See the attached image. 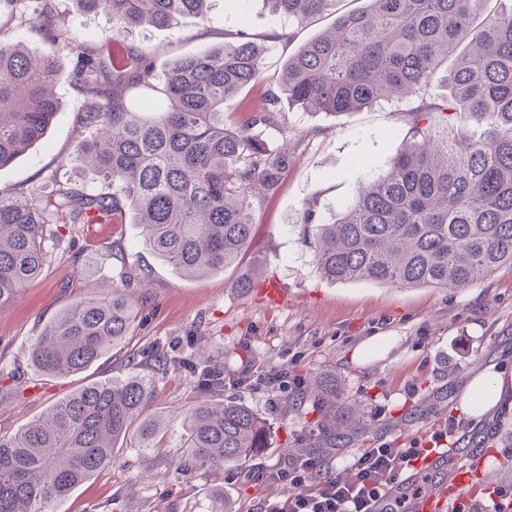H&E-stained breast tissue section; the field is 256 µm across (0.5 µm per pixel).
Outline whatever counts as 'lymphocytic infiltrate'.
<instances>
[{
	"instance_id": "1",
	"label": "lymphocytic infiltrate",
	"mask_w": 512,
	"mask_h": 512,
	"mask_svg": "<svg viewBox=\"0 0 512 512\" xmlns=\"http://www.w3.org/2000/svg\"><path fill=\"white\" fill-rule=\"evenodd\" d=\"M419 454L387 443L358 449L347 460L354 474L349 481L337 479L323 456L313 454L249 470L245 477L253 491L276 485L286 492L281 499H264L262 512H406L407 496L395 494L393 486Z\"/></svg>"
}]
</instances>
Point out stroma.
Instances as JSON below:
<instances>
[{
	"label": "stroma",
	"instance_id": "1",
	"mask_svg": "<svg viewBox=\"0 0 512 512\" xmlns=\"http://www.w3.org/2000/svg\"><path fill=\"white\" fill-rule=\"evenodd\" d=\"M247 15L251 34L288 28L294 40L269 43L264 80L225 102V119L236 123L267 103L287 57L334 22L328 15L291 24L272 16L262 0H250ZM210 16L206 23L187 16L171 28H136L130 37L158 48L162 70L176 57L223 44L225 32L240 26L224 0H214ZM61 24L93 40L105 39L112 28L107 17L80 10L74 0H66ZM53 92L61 108L45 139L0 167V192L27 191L54 174L94 184V173L72 159L81 99L64 76ZM283 117L290 135L305 143L278 190L257 208L253 243L237 265L186 277L144 246L140 225L52 224L48 231L56 240L43 272L0 308V435L17 432L86 384L126 375V356L133 352L140 373L155 386L148 413L164 419L156 447L141 448L128 435L111 465L75 488L55 512H206L215 487L223 488L235 512H254L258 501L233 479V466L199 467L181 446L184 416L203 401L231 399L269 422L270 446L258 455L265 464L310 446L325 447L315 431L323 411L296 392L274 397L228 386L207 395L188 371L154 365L151 354L159 347L177 355L199 350L228 373L289 362L303 379L334 374L337 412L357 410L366 423L338 444L336 476L349 478L345 457L356 449L428 441L450 417L459 444L432 468L433 481L477 460L482 477L476 499L487 500L498 489L512 494V408H499L480 423L459 410L461 388L471 374L487 367L512 373V264L454 289L323 278L298 223L304 204L317 202L322 219H334L364 182L387 170L410 139V125L397 103L337 117L297 110ZM249 272L254 286L237 287ZM268 281L283 289L279 304L264 297ZM121 286L140 305L137 333L127 349L65 377H48L31 366L28 352L45 325L75 301ZM373 338L388 339V347L360 357L359 349Z\"/></svg>",
	"mask_w": 512,
	"mask_h": 512
}]
</instances>
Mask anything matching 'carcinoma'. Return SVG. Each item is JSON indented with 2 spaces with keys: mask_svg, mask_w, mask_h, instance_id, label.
Segmentation results:
<instances>
[{
  "mask_svg": "<svg viewBox=\"0 0 512 512\" xmlns=\"http://www.w3.org/2000/svg\"><path fill=\"white\" fill-rule=\"evenodd\" d=\"M112 21L106 40L88 41L57 25L62 0H0L17 19L72 59L74 160L99 185L54 179L33 192L0 193V307L37 277L50 253L49 224H119L132 216L144 244L189 276L238 263L252 244L255 212L281 184L293 153L279 100L337 115L382 102L416 100L405 110L410 145L385 174L361 185L339 217L317 205L299 223L320 274L333 281L399 287L464 288L512 263V0H367L335 18L332 30L285 62L269 106L247 127L224 119V101L260 80L266 46L239 29L224 45L174 60L163 75L155 50L128 38L138 27H172L181 17L209 21L210 0H74ZM270 14L301 24L335 12L336 0H264ZM446 68L448 96L425 97ZM60 60L35 57L0 38V167L47 134L60 108L49 93ZM139 307L123 290L81 300L48 325L29 351L46 376L86 370L134 335ZM201 389H224L202 367ZM309 393L336 407V375ZM153 396L139 374L100 381L53 404L12 435H0V512H53V505L112 464L131 431L155 447L160 421L145 415ZM363 428L351 413L325 415L321 433ZM183 447L202 466L242 465L268 445L265 420L249 407L202 402L187 413ZM208 512H232L224 490Z\"/></svg>",
  "mask_w": 512,
  "mask_h": 512,
  "instance_id": "1",
  "label": "carcinoma"
}]
</instances>
